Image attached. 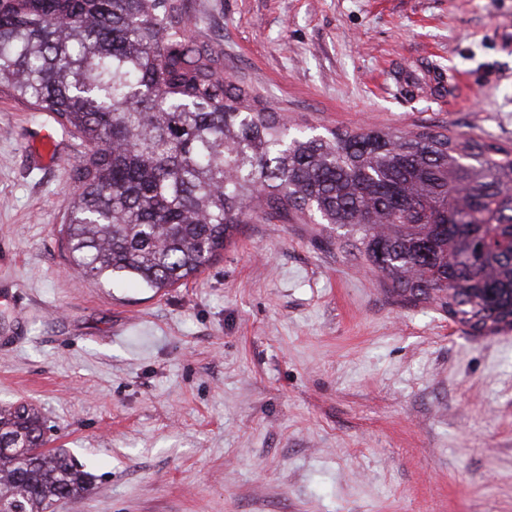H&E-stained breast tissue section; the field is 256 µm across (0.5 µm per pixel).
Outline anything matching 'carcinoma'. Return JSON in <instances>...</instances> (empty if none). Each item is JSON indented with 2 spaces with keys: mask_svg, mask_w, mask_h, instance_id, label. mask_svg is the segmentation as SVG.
<instances>
[{
  "mask_svg": "<svg viewBox=\"0 0 512 512\" xmlns=\"http://www.w3.org/2000/svg\"><path fill=\"white\" fill-rule=\"evenodd\" d=\"M192 26L187 0H0V94L85 147L63 228L74 270L159 291L241 224L313 219L402 302L479 336L512 328V149L443 126L291 136ZM46 431L36 405L0 408V512L89 490Z\"/></svg>",
  "mask_w": 512,
  "mask_h": 512,
  "instance_id": "obj_1",
  "label": "carcinoma"
}]
</instances>
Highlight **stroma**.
I'll use <instances>...</instances> for the list:
<instances>
[{"instance_id":"obj_1","label":"stroma","mask_w":512,"mask_h":512,"mask_svg":"<svg viewBox=\"0 0 512 512\" xmlns=\"http://www.w3.org/2000/svg\"><path fill=\"white\" fill-rule=\"evenodd\" d=\"M293 131L512 148V0H190ZM78 140L0 97V406L92 475L54 512H512V329L402 304L315 224L152 292L70 266Z\"/></svg>"}]
</instances>
